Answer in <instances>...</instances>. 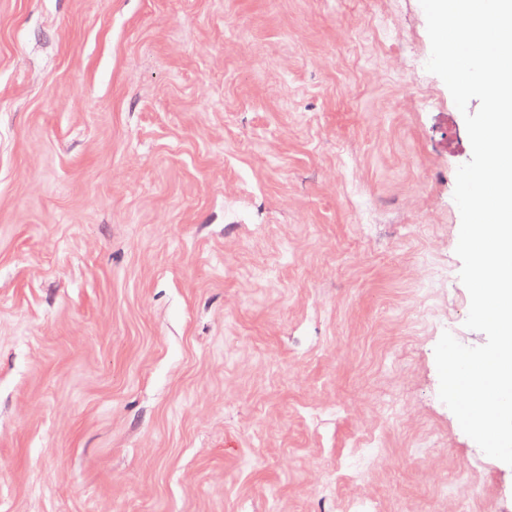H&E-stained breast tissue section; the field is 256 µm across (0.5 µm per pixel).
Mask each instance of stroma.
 Wrapping results in <instances>:
<instances>
[{
  "label": "stroma",
  "mask_w": 512,
  "mask_h": 512,
  "mask_svg": "<svg viewBox=\"0 0 512 512\" xmlns=\"http://www.w3.org/2000/svg\"><path fill=\"white\" fill-rule=\"evenodd\" d=\"M420 0H0V512H512L439 398L463 112Z\"/></svg>",
  "instance_id": "obj_1"
}]
</instances>
